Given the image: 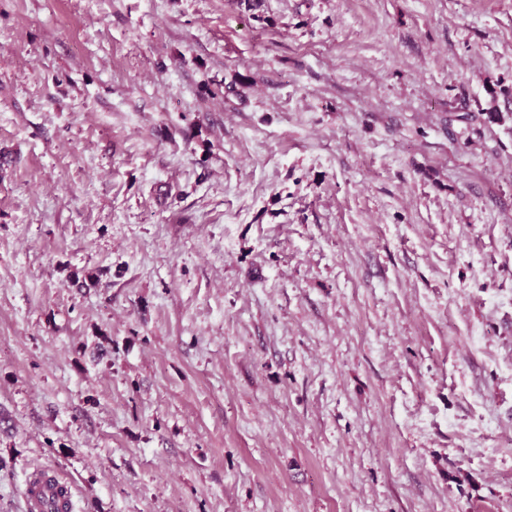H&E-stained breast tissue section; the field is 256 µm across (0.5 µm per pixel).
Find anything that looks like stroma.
Wrapping results in <instances>:
<instances>
[{"mask_svg": "<svg viewBox=\"0 0 512 512\" xmlns=\"http://www.w3.org/2000/svg\"><path fill=\"white\" fill-rule=\"evenodd\" d=\"M45 468L512 512V0H0V512Z\"/></svg>", "mask_w": 512, "mask_h": 512, "instance_id": "obj_1", "label": "stroma"}]
</instances>
